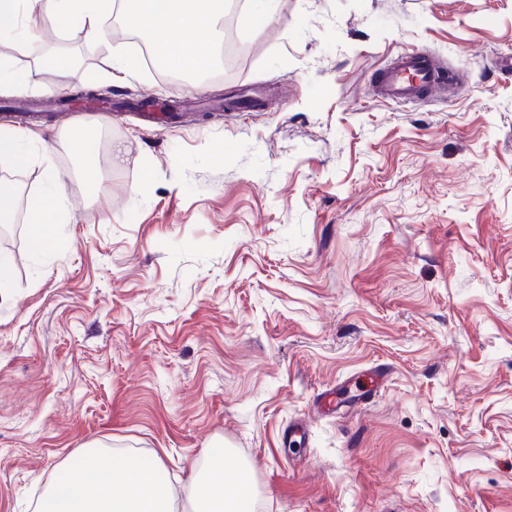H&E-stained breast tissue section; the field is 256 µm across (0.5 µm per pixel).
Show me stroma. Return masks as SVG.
<instances>
[{"instance_id":"stroma-1","label":"stroma","mask_w":512,"mask_h":512,"mask_svg":"<svg viewBox=\"0 0 512 512\" xmlns=\"http://www.w3.org/2000/svg\"><path fill=\"white\" fill-rule=\"evenodd\" d=\"M51 42L85 51L82 79L17 56L0 108L105 88L112 108L26 124L69 174L71 219L36 253L22 227L42 169L17 171L0 512H35L91 446L160 461L178 493L230 449L263 512H512V73L496 68L512 0H275L236 27L235 72L193 88L146 66L109 86L104 45ZM412 47L447 60L451 93L371 99L372 73ZM249 87L276 105L225 108ZM185 97L165 125L128 106ZM76 124L104 196L75 173ZM351 380L366 397L322 414ZM294 420L308 439L284 444Z\"/></svg>"}]
</instances>
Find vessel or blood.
Segmentation results:
<instances>
[{
	"mask_svg": "<svg viewBox=\"0 0 512 512\" xmlns=\"http://www.w3.org/2000/svg\"><path fill=\"white\" fill-rule=\"evenodd\" d=\"M447 79L445 63L425 49L409 48L379 70L371 95L378 102H415L446 92Z\"/></svg>",
	"mask_w": 512,
	"mask_h": 512,
	"instance_id": "b4317fda",
	"label": "vessel or blood"
}]
</instances>
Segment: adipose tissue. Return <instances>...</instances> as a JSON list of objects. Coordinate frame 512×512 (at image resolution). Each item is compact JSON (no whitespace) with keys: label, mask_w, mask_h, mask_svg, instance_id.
<instances>
[{"label":"adipose tissue","mask_w":512,"mask_h":512,"mask_svg":"<svg viewBox=\"0 0 512 512\" xmlns=\"http://www.w3.org/2000/svg\"><path fill=\"white\" fill-rule=\"evenodd\" d=\"M224 0H0V42L32 57L43 70L76 78V58L42 47L40 19H49L58 33L77 27L91 42L109 45L110 60L103 78L110 84L129 82L139 72L136 58L112 43L113 19L146 40L166 68L186 78L207 76L217 58L213 43L221 35ZM36 136L22 127H0V166L27 168L38 156ZM46 188L27 209L26 231L35 251L55 246L66 205L61 189L66 174L54 166L44 169ZM205 467L190 466L186 483L204 512H250L255 490L236 458L209 452ZM237 485L228 496L225 488ZM175 493L161 480L158 465L133 458L115 462L99 450L83 453L69 467L64 486L49 485L38 512H175Z\"/></svg>","instance_id":"ef3b65f1"}]
</instances>
